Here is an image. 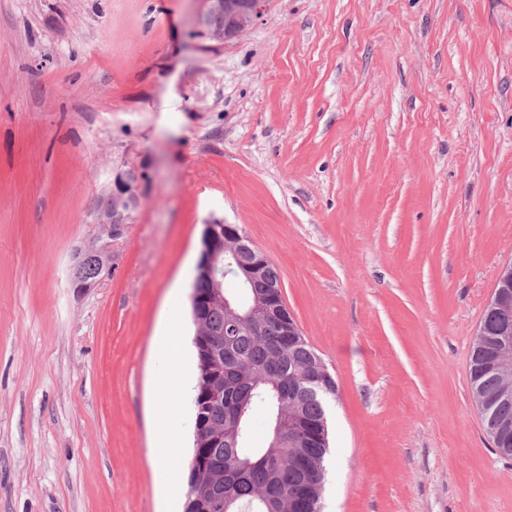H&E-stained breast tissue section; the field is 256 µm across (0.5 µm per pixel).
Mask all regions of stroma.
<instances>
[{
    "label": "stroma",
    "instance_id": "35a3bbf8",
    "mask_svg": "<svg viewBox=\"0 0 512 512\" xmlns=\"http://www.w3.org/2000/svg\"><path fill=\"white\" fill-rule=\"evenodd\" d=\"M0 0V512H161L151 341L195 327L204 223L244 227L338 384L324 512H512L470 352L512 262V0ZM119 170L141 203L109 241ZM110 269L70 285L78 251ZM200 26L204 36L223 42L239 35L263 10L265 0H202ZM219 18L221 22L213 20ZM220 23V24H219Z\"/></svg>",
    "mask_w": 512,
    "mask_h": 512
}]
</instances>
